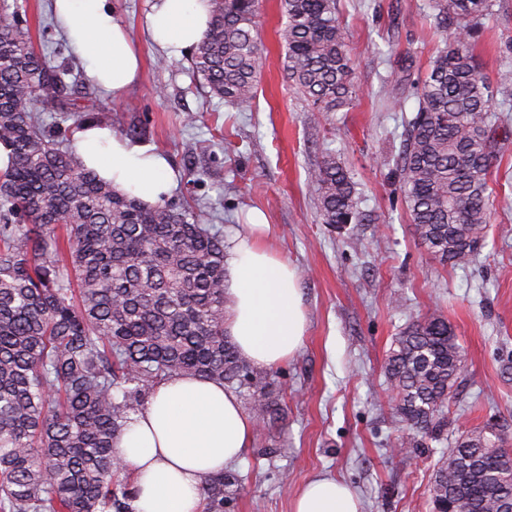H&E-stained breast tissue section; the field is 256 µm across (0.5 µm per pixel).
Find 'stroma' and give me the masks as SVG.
Returning a JSON list of instances; mask_svg holds the SVG:
<instances>
[{
    "label": "stroma",
    "instance_id": "stroma-1",
    "mask_svg": "<svg viewBox=\"0 0 512 512\" xmlns=\"http://www.w3.org/2000/svg\"><path fill=\"white\" fill-rule=\"evenodd\" d=\"M154 0H111L142 56L141 81L120 98L96 87L98 123L123 110L139 141L177 172L170 196L197 206L227 246L262 211L270 241L298 279L308 327L296 353L272 366L277 419L254 427L232 469L242 483L224 512H292L294 494L333 477L360 497L363 512H433L430 489L456 439L493 426L512 442V139L499 141L489 176L492 222L478 260L446 268L419 245L392 171L406 121L417 108L387 105L380 90L397 64L426 72L445 36L432 0H336L352 60V97L317 111L290 86L282 64L279 0H258L264 65L256 98L236 108L209 95L189 51L166 53L146 32ZM23 21L39 50L83 81L80 61L58 31L50 0H28ZM473 53L489 80L512 65V0H493ZM166 67H158V60ZM194 123H185L186 114ZM335 151L354 187L361 220L336 230L314 204L311 175ZM443 314L464 356L446 426L424 447L394 450L408 430L386 378L392 339L410 321Z\"/></svg>",
    "mask_w": 512,
    "mask_h": 512
}]
</instances>
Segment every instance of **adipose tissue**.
Listing matches in <instances>:
<instances>
[{
    "instance_id": "adipose-tissue-1",
    "label": "adipose tissue",
    "mask_w": 512,
    "mask_h": 512,
    "mask_svg": "<svg viewBox=\"0 0 512 512\" xmlns=\"http://www.w3.org/2000/svg\"><path fill=\"white\" fill-rule=\"evenodd\" d=\"M58 28L87 79L120 96L136 85L142 61L109 0H52ZM209 21V0H155L147 31L177 55L197 43ZM75 153L113 190L156 205L176 187V174L156 147L89 122L75 134ZM224 274V333L257 366L292 357L307 330L293 269L270 248L265 216L254 212ZM253 430L234 393L222 383L177 376L156 386L117 443V456L137 489L136 512H201L205 477L223 473L246 448ZM293 512H361L345 483L317 478L293 499Z\"/></svg>"
}]
</instances>
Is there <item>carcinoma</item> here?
I'll return each instance as SVG.
<instances>
[{"mask_svg": "<svg viewBox=\"0 0 512 512\" xmlns=\"http://www.w3.org/2000/svg\"><path fill=\"white\" fill-rule=\"evenodd\" d=\"M211 20L191 65L209 93L250 105L263 65L256 0H210ZM288 82L319 112L351 97V62L336 0H280ZM445 47L416 79L394 174L416 234L442 264L465 267L491 220L496 160L493 90L472 45L492 0H434ZM26 3L0 4V512H135L137 492L114 444L154 388L198 375L239 389L257 375L224 336V235L191 206H149L121 195L63 146L69 128L44 112L89 120L66 81L70 69L36 47L18 21ZM326 224L358 219L336 154L312 174ZM448 320L408 324L385 371L410 430L405 448L435 435L463 369ZM253 418L275 402L253 395ZM494 430L448 451L431 486L433 506L499 512L512 501V457ZM236 474L204 480V512H224Z\"/></svg>", "mask_w": 512, "mask_h": 512, "instance_id": "cac0c4a2", "label": "carcinoma"}]
</instances>
